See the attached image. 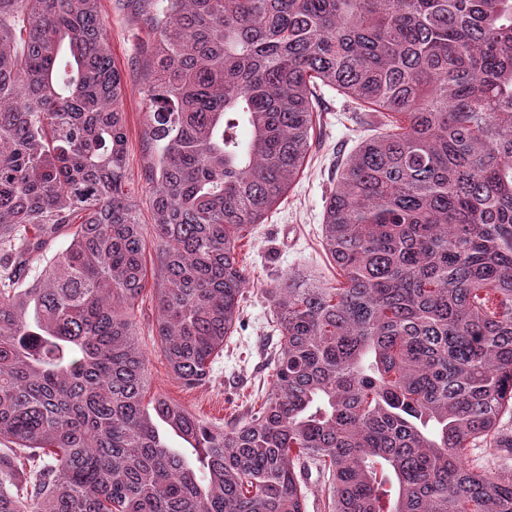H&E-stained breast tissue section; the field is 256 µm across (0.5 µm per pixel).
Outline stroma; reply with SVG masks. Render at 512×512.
Instances as JSON below:
<instances>
[{
	"label": "stroma",
	"mask_w": 512,
	"mask_h": 512,
	"mask_svg": "<svg viewBox=\"0 0 512 512\" xmlns=\"http://www.w3.org/2000/svg\"><path fill=\"white\" fill-rule=\"evenodd\" d=\"M101 10L113 59L126 86L123 109L129 188L140 200L141 223L148 225L152 213L144 178L148 155L143 139L146 104L141 72L131 64L146 34L132 22L131 0H101ZM316 113L312 147L300 173L264 222L254 225L241 242V254L250 272L242 323L225 345L223 355L213 363L209 382L188 389L170 375L151 336L156 322L152 290L144 291L136 312L142 347L149 359L152 391L162 392L217 426L245 415L264 390L273 340L262 288L288 273L313 278L330 287L336 286L339 278L321 237L326 199L336 180L337 164L379 129L381 116L368 105L353 108L344 96L329 89L319 97Z\"/></svg>",
	"instance_id": "obj_1"
}]
</instances>
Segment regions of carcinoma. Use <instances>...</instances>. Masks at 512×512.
Segmentation results:
<instances>
[{
  "label": "carcinoma",
  "mask_w": 512,
  "mask_h": 512,
  "mask_svg": "<svg viewBox=\"0 0 512 512\" xmlns=\"http://www.w3.org/2000/svg\"><path fill=\"white\" fill-rule=\"evenodd\" d=\"M135 2L171 375L203 385L224 353L238 242L303 166L318 87L384 119L326 201L343 281L263 289L278 343L248 416L151 391L99 0H0V512H305L312 465L328 512H512V471L467 463L512 449V0Z\"/></svg>",
  "instance_id": "carcinoma-1"
}]
</instances>
